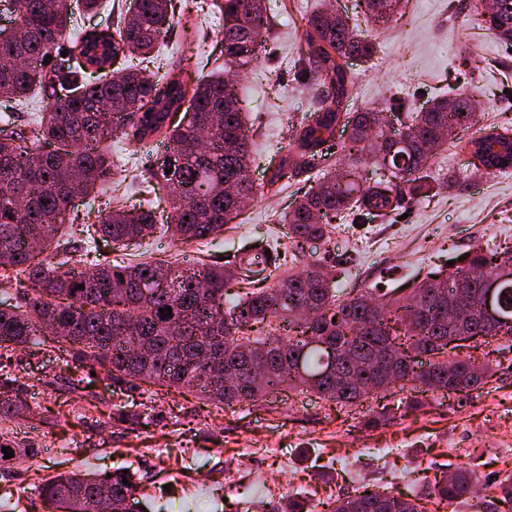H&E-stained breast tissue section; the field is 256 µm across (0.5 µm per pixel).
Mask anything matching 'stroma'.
<instances>
[{"instance_id": "35a3bbf8", "label": "stroma", "mask_w": 512, "mask_h": 512, "mask_svg": "<svg viewBox=\"0 0 512 512\" xmlns=\"http://www.w3.org/2000/svg\"><path fill=\"white\" fill-rule=\"evenodd\" d=\"M320 0H265L272 29L263 55L238 84L248 115V140L263 154L252 163L256 187H266L289 141V125L308 116L317 91L302 85L294 66L303 16ZM466 0H405L394 20L377 33V53L350 63L353 104L386 110H420L441 93L474 96L479 124L512 133V50L499 43L465 6ZM196 22L200 42L188 62L192 77L222 71V19L200 15L183 0L168 36L157 49L165 63L183 40L185 22ZM468 132L444 145L433 167L467 181L461 192L439 190L403 205L402 215L377 218L339 231L329 242L304 243L301 261L331 266L338 295L369 288L388 276L391 288L409 292L429 272L472 248L495 241L512 245V177L471 166L464 149ZM116 177L138 191V175L153 163L158 144L122 139L106 143ZM305 173L278 195L258 196L223 234L190 245L155 231L125 249L126 262L145 258L228 263L258 239L287 243L281 217L313 184ZM495 373L466 402L440 392L423 394L411 410L410 392L374 395L342 407L310 392L279 388L267 405L219 408L192 392L142 385L134 389L97 373L84 383L83 369L59 352L36 347L0 354V384L25 400V411L0 418V443L17 454L0 462V503L11 512H46L41 479L72 470L140 473L135 512H270L290 495L318 502L365 486L410 494L434 478L466 468L478 479L475 497L429 504V512H496L491 485L512 475V345L495 338L474 352ZM140 414L137 423H114L116 408ZM385 413L387 425L365 428ZM22 448L38 457L19 456Z\"/></svg>"}]
</instances>
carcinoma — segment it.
Masks as SVG:
<instances>
[{"label": "carcinoma", "mask_w": 512, "mask_h": 512, "mask_svg": "<svg viewBox=\"0 0 512 512\" xmlns=\"http://www.w3.org/2000/svg\"><path fill=\"white\" fill-rule=\"evenodd\" d=\"M13 26L0 29V100L19 106L35 90L47 109L35 118L51 149L22 145L13 122L0 128V281L15 283L16 303L0 306V349L32 344L65 355L66 362L100 368L116 382H137L195 392L216 403H257L283 385L352 406L374 393L442 391L463 402L483 388L490 367L458 357L461 336L512 338V324L480 317L483 283L512 267V246L477 248L448 275L434 273L404 297L360 288L341 297L319 260L294 274L298 260L276 245L232 265L202 262L194 270L168 260L137 264L92 260L94 273L65 269L74 240L59 236L74 224V200L112 185L113 207L82 225L87 240L126 247L161 229L182 244L224 232L255 200L248 179L253 157L237 77L259 58L269 19L264 0H205L222 14L223 77L192 80L185 57L161 76L149 69L153 51L173 26L177 0H140L112 25L67 31L68 0H0ZM367 19L385 23L401 0H358ZM478 16L501 42L512 45V0H492ZM296 63L319 90L309 117L292 126V157L282 158L267 192L327 161L337 127L347 138L340 156L286 213L288 240L299 248L329 240L334 224L359 210L387 215L433 189L437 149L478 123L468 96L436 97L404 113L391 136L373 107L348 111L354 76L350 58L367 60L375 39L356 33L325 0L309 14ZM78 52L77 68L62 51ZM52 59H47V56ZM119 61L106 79L98 73ZM136 144L165 145L140 181L171 185L166 203L128 205L110 181L100 143L114 136ZM474 167L512 169V135L478 129L467 141ZM379 176L363 175L368 167ZM83 288H78V285ZM238 301L224 306L230 288ZM499 313L512 319V280L497 288ZM170 307L162 317L159 309ZM13 390L0 392V417L23 411ZM128 484H123L122 479ZM467 469L435 481L431 495L451 503L476 493ZM139 489L134 475L68 473L46 479L40 495L51 512H125ZM328 512H426L421 499L387 489L341 495Z\"/></svg>", "instance_id": "1"}]
</instances>
